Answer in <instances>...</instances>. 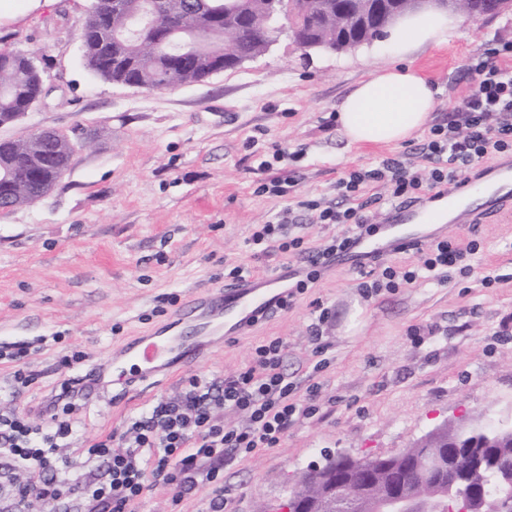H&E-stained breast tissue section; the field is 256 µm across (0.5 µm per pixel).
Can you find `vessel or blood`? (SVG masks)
I'll return each instance as SVG.
<instances>
[{
    "label": "vessel or blood",
    "mask_w": 512,
    "mask_h": 512,
    "mask_svg": "<svg viewBox=\"0 0 512 512\" xmlns=\"http://www.w3.org/2000/svg\"><path fill=\"white\" fill-rule=\"evenodd\" d=\"M510 201L512 172L503 167L497 170L492 183L469 182L461 189L442 195L436 204L397 206L389 215L390 238H363L342 261L352 264L362 256L384 253L391 244L418 239L421 224L439 223L442 214H449L453 222L464 224L478 215L495 217ZM286 280V275L281 273L273 283L252 279L192 299L173 314L166 330L135 336L114 347L107 374L113 383L120 385L123 393L130 394L160 370L194 363L203 337L218 336L250 319L277 313L283 296L279 285Z\"/></svg>",
    "instance_id": "vessel-or-blood-1"
}]
</instances>
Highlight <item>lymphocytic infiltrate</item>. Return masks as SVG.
Masks as SVG:
<instances>
[{
    "instance_id": "lymphocytic-infiltrate-1",
    "label": "lymphocytic infiltrate",
    "mask_w": 512,
    "mask_h": 512,
    "mask_svg": "<svg viewBox=\"0 0 512 512\" xmlns=\"http://www.w3.org/2000/svg\"><path fill=\"white\" fill-rule=\"evenodd\" d=\"M466 71L472 83L455 106L454 118L430 128L412 153L345 173L336 182L334 200L303 202L309 223L336 224L342 226V234L308 245L304 236L296 234L298 219L287 208L252 234L255 256L288 253L298 264L288 280L282 307L291 306L314 287L340 254L377 232L369 208L382 198L373 194L374 186L386 187L385 199L391 204L421 202L460 188L468 176L481 175L486 159L512 156V40H497L492 48L471 57ZM288 159V151L278 146L261 155L256 167L263 176L260 192L288 195L296 183L295 177L284 173ZM479 248L477 240L463 243L441 234L426 244H399V251L415 250L419 264L394 266L372 257L369 278L360 288L369 296L395 291L421 278L442 280L453 269L467 273L466 259ZM284 351L281 339L267 340L255 347L244 370L225 378L192 375L177 396L158 398L140 417L93 440L86 453L103 460L106 470L88 492V512H131L151 482L187 493L199 483L217 482L218 473L209 469V461L277 446L300 417L311 413L318 397L312 385L305 400L297 401L296 387L283 369ZM84 360L79 351L66 360L69 375L40 407L49 428L30 425L23 414H0V456L29 473L19 496L33 490L39 498L57 501L74 492L57 481L56 473L70 463L61 453L62 444L74 432L73 414L84 400L86 382L96 373L95 368L84 367ZM223 409L242 413L243 421L225 423L219 415Z\"/></svg>"
}]
</instances>
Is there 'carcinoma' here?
Segmentation results:
<instances>
[{
	"instance_id": "carcinoma-1",
	"label": "carcinoma",
	"mask_w": 512,
	"mask_h": 512,
	"mask_svg": "<svg viewBox=\"0 0 512 512\" xmlns=\"http://www.w3.org/2000/svg\"><path fill=\"white\" fill-rule=\"evenodd\" d=\"M161 2L164 12L209 15L212 26L199 39L191 25L168 32L157 41H144L138 34L141 21L154 20V4ZM361 0H298L303 21L299 38L310 49L370 40L371 28L352 25L344 28L341 17L354 13ZM373 12L379 6L378 20L406 0H367ZM127 11L112 15L110 29L117 40L105 47L89 42L84 49L86 67L98 78L124 83L132 79L149 90L168 89L202 82L209 78L212 66L224 51V24L235 23L239 35L233 51L242 57H255L267 50L266 0H124ZM43 77L39 68L27 65L23 58L0 50V118L8 121L24 110L26 102L40 90ZM71 164L69 142L65 135L43 139L29 134L13 141L0 142V200L25 205L44 197ZM454 452L468 460L479 454L484 464L470 472V486L482 490L491 501L512 499V481L501 474L505 461L512 460V436L494 448H456Z\"/></svg>"
}]
</instances>
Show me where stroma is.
<instances>
[{"instance_id": "1", "label": "stroma", "mask_w": 512, "mask_h": 512, "mask_svg": "<svg viewBox=\"0 0 512 512\" xmlns=\"http://www.w3.org/2000/svg\"><path fill=\"white\" fill-rule=\"evenodd\" d=\"M91 0H51L0 20V48L45 56L40 102L14 139L35 128L99 139L77 152L42 199L0 210V346L29 347L32 382L14 390L12 366L0 363V412H35L59 386L63 356L108 361L113 345L165 325L202 291L223 288L237 265L273 277L289 257L255 258L249 237L283 208L335 199L338 177L370 169L415 147L348 145L337 104L360 81L392 62L385 48L343 53L304 50L279 38L240 68L174 89L147 90L101 80L84 63L80 33ZM496 38L512 39V13L469 18L447 45L416 49V67L438 89L432 120L447 122L469 89L464 67ZM298 152V183L284 199L259 193L249 140ZM448 235L475 238L468 274L422 279L393 292L363 295V274L338 266L287 310L246 333L205 347L192 366L157 375L143 400L118 403L109 386L77 411L71 466L59 481H96L103 468L81 449L174 396L192 374L230 376L249 365L256 345L278 337L283 369L304 399L319 386L317 409L273 448L220 461L225 512H257L282 499L292 474L344 452L391 455L444 421L460 417L512 426V208L491 224H449ZM493 284H486V276ZM321 322L319 339L309 327ZM323 355H316V347ZM326 359L315 371L318 359ZM0 512H83L64 503L20 501L23 470L0 459ZM213 487L190 494L153 485L134 512H207Z\"/></svg>"}]
</instances>
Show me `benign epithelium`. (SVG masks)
<instances>
[{
	"label": "benign epithelium",
	"mask_w": 512,
	"mask_h": 512,
	"mask_svg": "<svg viewBox=\"0 0 512 512\" xmlns=\"http://www.w3.org/2000/svg\"><path fill=\"white\" fill-rule=\"evenodd\" d=\"M426 6L469 17L504 14L498 0H485L479 14L472 0H410L409 10ZM267 14L279 19L268 44L282 34L296 40L298 12L288 9L287 0H267ZM463 428L462 423L446 422L417 439L411 465L405 450L390 457L360 459L339 453L303 472L273 512H512L509 500L490 503L472 494L454 493L466 467L443 444L449 441L448 432Z\"/></svg>",
	"instance_id": "7a95c632"
}]
</instances>
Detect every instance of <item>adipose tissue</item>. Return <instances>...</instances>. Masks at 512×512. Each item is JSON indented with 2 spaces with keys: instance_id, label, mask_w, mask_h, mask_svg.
Masks as SVG:
<instances>
[{
  "instance_id": "obj_1",
  "label": "adipose tissue",
  "mask_w": 512,
  "mask_h": 512,
  "mask_svg": "<svg viewBox=\"0 0 512 512\" xmlns=\"http://www.w3.org/2000/svg\"><path fill=\"white\" fill-rule=\"evenodd\" d=\"M460 26V20L446 12L424 11L388 29L386 40L395 48L398 61L378 76L359 82L337 105L336 120L348 143H399L427 127L437 91L414 66L410 52L422 45H443Z\"/></svg>"
}]
</instances>
